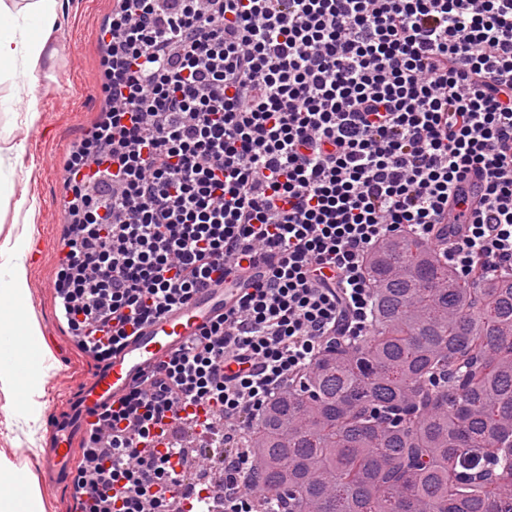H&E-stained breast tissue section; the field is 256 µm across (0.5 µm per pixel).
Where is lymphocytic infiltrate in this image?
<instances>
[{"label":"lymphocytic infiltrate","mask_w":512,"mask_h":512,"mask_svg":"<svg viewBox=\"0 0 512 512\" xmlns=\"http://www.w3.org/2000/svg\"><path fill=\"white\" fill-rule=\"evenodd\" d=\"M100 41L107 108L67 163L55 282L82 349L108 359L243 261L268 272L99 414L82 512H171L175 422L221 466L224 512H252L236 428L367 335L379 242L512 272V0H113Z\"/></svg>","instance_id":"1"}]
</instances>
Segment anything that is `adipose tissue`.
<instances>
[{
  "label": "adipose tissue",
  "mask_w": 512,
  "mask_h": 512,
  "mask_svg": "<svg viewBox=\"0 0 512 512\" xmlns=\"http://www.w3.org/2000/svg\"><path fill=\"white\" fill-rule=\"evenodd\" d=\"M0 15L9 18L0 27V82L24 92L36 72L58 54L47 39L57 18L56 0H0ZM29 233L0 240V393L12 395L21 378L12 359L16 335L25 336L31 352L43 353L37 319L27 312ZM0 512H43L38 478L18 468L0 453Z\"/></svg>",
  "instance_id": "obj_1"
}]
</instances>
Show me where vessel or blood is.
<instances>
[{"mask_svg": "<svg viewBox=\"0 0 512 512\" xmlns=\"http://www.w3.org/2000/svg\"><path fill=\"white\" fill-rule=\"evenodd\" d=\"M261 272V267L255 266L248 274L234 271L224 279L214 280L184 305L138 329L95 368L75 388L67 409L51 420L42 460L46 484H68L73 472L74 447L84 428L105 407L119 405L146 375L169 361L205 325L228 311Z\"/></svg>", "mask_w": 512, "mask_h": 512, "instance_id": "1", "label": "vessel or blood"}]
</instances>
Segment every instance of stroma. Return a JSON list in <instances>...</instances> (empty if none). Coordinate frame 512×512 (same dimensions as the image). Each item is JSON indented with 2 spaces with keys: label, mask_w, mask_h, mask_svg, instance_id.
Here are the masks:
<instances>
[{
  "label": "stroma",
  "mask_w": 512,
  "mask_h": 512,
  "mask_svg": "<svg viewBox=\"0 0 512 512\" xmlns=\"http://www.w3.org/2000/svg\"><path fill=\"white\" fill-rule=\"evenodd\" d=\"M112 12V0H58L57 21L51 40L59 49L53 65L44 66L33 84L42 114L32 128L14 129V141L24 143L23 165L14 176L15 197H36L40 209L32 227L40 253L30 254L29 307L35 315L52 357L38 399L42 420L29 426L20 410L22 397L0 393V452L19 468L40 473L35 449L47 441V421L65 406L69 392L98 365L85 353L61 320L55 282L62 260L65 214L60 205L63 162L80 133L90 127L101 110L99 27Z\"/></svg>",
  "instance_id": "1"
}]
</instances>
